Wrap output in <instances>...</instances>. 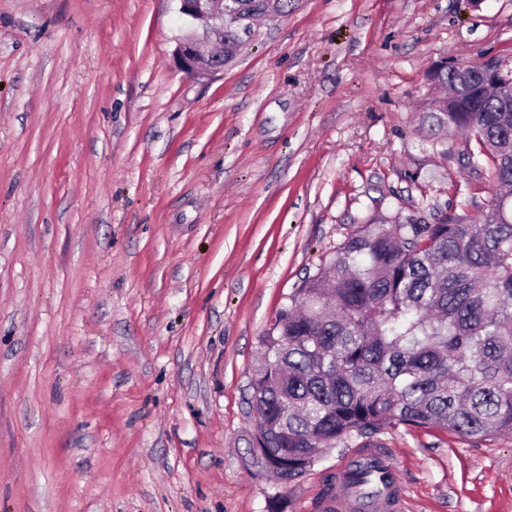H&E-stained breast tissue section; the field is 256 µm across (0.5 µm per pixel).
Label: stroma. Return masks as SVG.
I'll return each mask as SVG.
<instances>
[{
    "instance_id": "35a3bbf8",
    "label": "stroma",
    "mask_w": 512,
    "mask_h": 512,
    "mask_svg": "<svg viewBox=\"0 0 512 512\" xmlns=\"http://www.w3.org/2000/svg\"><path fill=\"white\" fill-rule=\"evenodd\" d=\"M174 0H0V512H316L274 480L270 318L374 216L480 214L432 71L512 55V0H295L186 78ZM403 512H512V435L379 436Z\"/></svg>"
}]
</instances>
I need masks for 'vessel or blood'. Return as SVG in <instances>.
Segmentation results:
<instances>
[{
  "label": "vessel or blood",
  "instance_id": "b4317fda",
  "mask_svg": "<svg viewBox=\"0 0 512 512\" xmlns=\"http://www.w3.org/2000/svg\"><path fill=\"white\" fill-rule=\"evenodd\" d=\"M369 461L380 464L387 475L383 491L376 497L361 499L349 488H339L324 499L323 512H402L403 485L392 463L390 449L377 442L366 448H356L348 455L345 464L351 467Z\"/></svg>",
  "mask_w": 512,
  "mask_h": 512
}]
</instances>
